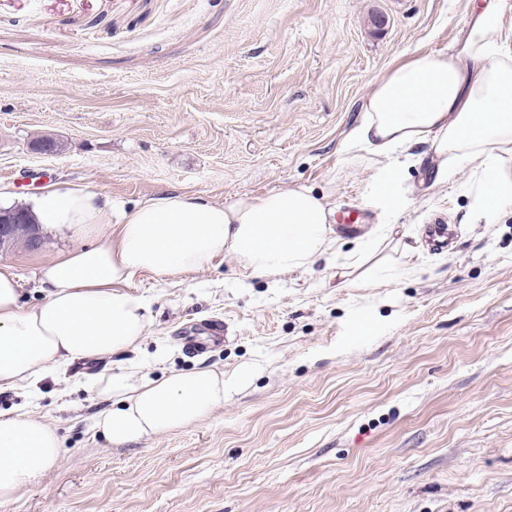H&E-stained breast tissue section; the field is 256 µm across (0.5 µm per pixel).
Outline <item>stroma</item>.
Instances as JSON below:
<instances>
[{"mask_svg":"<svg viewBox=\"0 0 512 512\" xmlns=\"http://www.w3.org/2000/svg\"><path fill=\"white\" fill-rule=\"evenodd\" d=\"M471 0H0V188L27 205L79 187L125 209L162 192L228 204L304 185L372 216L337 252L275 278L217 254L133 275L138 348L0 392L61 440L57 463L0 512H512V204L474 224L475 163L394 173L348 144L393 66L445 53ZM60 141L50 154L37 138ZM453 224L447 250L423 227ZM45 236L0 254L21 303ZM220 322L224 341L207 328ZM188 333L206 349L189 353ZM130 366L236 377L203 421L122 446L75 378Z\"/></svg>","mask_w":512,"mask_h":512,"instance_id":"obj_1","label":"stroma"}]
</instances>
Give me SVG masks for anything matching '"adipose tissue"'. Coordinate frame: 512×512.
Returning a JSON list of instances; mask_svg holds the SVG:
<instances>
[{
  "label": "adipose tissue",
  "mask_w": 512,
  "mask_h": 512,
  "mask_svg": "<svg viewBox=\"0 0 512 512\" xmlns=\"http://www.w3.org/2000/svg\"><path fill=\"white\" fill-rule=\"evenodd\" d=\"M504 0H475L464 40L450 54L421 53L393 68L368 95L350 133L352 147L394 165L399 152L426 146L440 179L464 161L477 163L492 216L512 202V29ZM41 229L76 248L44 264V300L20 303L17 277L0 269V391L35 382L54 366L135 348L147 329V303L127 284L139 271L195 272L221 252L258 277L307 267L331 252L330 212L311 188L297 185L229 204L163 192L130 212L100 194L50 188L33 200ZM110 403L95 427L124 444L201 422L224 403L223 371L155 379L119 371L95 382ZM61 442L29 414L0 411V503L54 466Z\"/></svg>",
  "instance_id": "adipose-tissue-1"
}]
</instances>
